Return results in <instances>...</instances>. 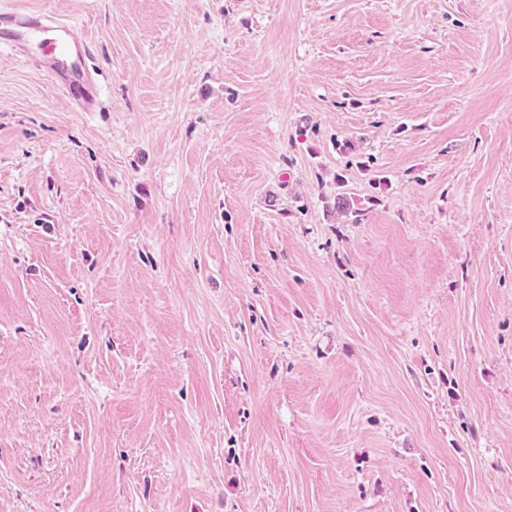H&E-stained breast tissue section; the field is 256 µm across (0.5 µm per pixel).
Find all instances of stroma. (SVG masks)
I'll return each mask as SVG.
<instances>
[{
    "instance_id": "35a3bbf8",
    "label": "stroma",
    "mask_w": 512,
    "mask_h": 512,
    "mask_svg": "<svg viewBox=\"0 0 512 512\" xmlns=\"http://www.w3.org/2000/svg\"><path fill=\"white\" fill-rule=\"evenodd\" d=\"M0 5V512H512V0ZM0 15L16 26L14 32L2 40L26 57L25 45L38 46L41 54L30 59L53 78L74 105L89 110L100 90L97 70L91 63L95 50L91 43L77 37L74 24L59 19L50 10L30 21H21L25 17L2 8Z\"/></svg>"
}]
</instances>
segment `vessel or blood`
Here are the masks:
<instances>
[{"mask_svg": "<svg viewBox=\"0 0 512 512\" xmlns=\"http://www.w3.org/2000/svg\"><path fill=\"white\" fill-rule=\"evenodd\" d=\"M6 42L20 50L39 47L38 67L53 78L73 104L87 109L95 103L100 90L92 65L95 50L91 43L77 37L72 22L46 10L33 20L18 22Z\"/></svg>", "mask_w": 512, "mask_h": 512, "instance_id": "obj_1", "label": "vessel or blood"}]
</instances>
